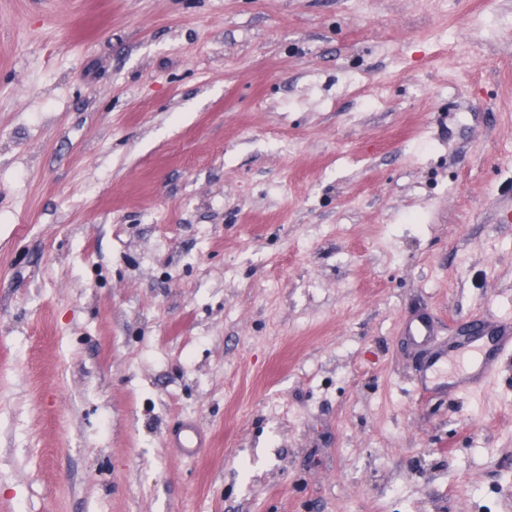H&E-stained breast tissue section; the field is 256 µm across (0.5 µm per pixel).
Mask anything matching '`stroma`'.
Instances as JSON below:
<instances>
[{
    "label": "stroma",
    "mask_w": 512,
    "mask_h": 512,
    "mask_svg": "<svg viewBox=\"0 0 512 512\" xmlns=\"http://www.w3.org/2000/svg\"><path fill=\"white\" fill-rule=\"evenodd\" d=\"M511 207L512 0H0V512H512ZM479 328L469 340V344L462 351L448 354L441 362L432 364V374L438 377L448 376V369L456 373H467L473 369L478 370L480 377L487 378L495 369L498 358L507 352H512V323H501L493 332L483 324L478 323ZM496 336L493 346L487 347L482 342V336Z\"/></svg>",
    "instance_id": "1"
}]
</instances>
